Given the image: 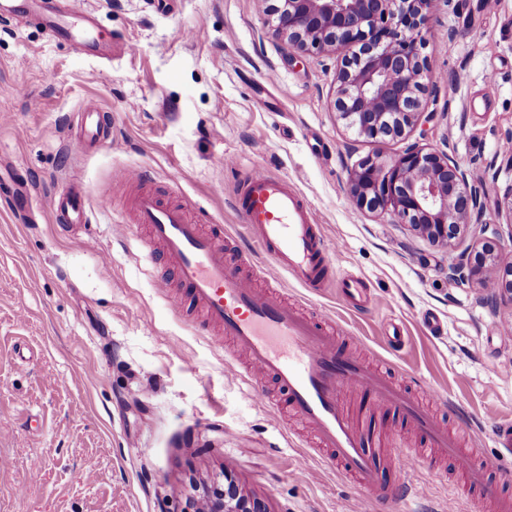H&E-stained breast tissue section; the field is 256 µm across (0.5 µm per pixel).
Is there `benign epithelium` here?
Wrapping results in <instances>:
<instances>
[{"instance_id": "benign-epithelium-1", "label": "benign epithelium", "mask_w": 512, "mask_h": 512, "mask_svg": "<svg viewBox=\"0 0 512 512\" xmlns=\"http://www.w3.org/2000/svg\"><path fill=\"white\" fill-rule=\"evenodd\" d=\"M435 0H272L274 34L302 53L342 56L336 75L334 106L347 129L370 142L402 139L425 115L434 87L420 54L422 29ZM349 195L359 209L382 210L445 245L465 225L481 221V191L469 184L464 168L449 154L413 145L394 157L364 158L350 178ZM496 244L462 253L448 277L477 281L490 290L488 300L512 301V265L484 274L495 261ZM206 512H267L233 481Z\"/></svg>"}]
</instances>
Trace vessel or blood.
<instances>
[{"mask_svg": "<svg viewBox=\"0 0 512 512\" xmlns=\"http://www.w3.org/2000/svg\"><path fill=\"white\" fill-rule=\"evenodd\" d=\"M16 17L36 14L58 39L78 41L82 52L101 55L98 23L91 14L52 5L51 0H0V14ZM83 133L69 138L77 154L107 144L112 122L95 108H86ZM234 206L252 234V246L266 254L271 264L258 268L262 277L285 273L306 288H322L330 280L322 246L321 226L312 209L283 178L262 168L249 171ZM112 210L109 197L90 202L83 185L72 184L51 200L52 224L91 223L95 212ZM134 221L146 226L151 241L162 248L176 281L186 297H172L175 311L191 300L204 313V323L219 327L244 351L255 371L274 379L288 394L290 408L311 427L317 449L329 450L334 461L363 487L390 501L408 498L411 489L384 488L373 464L372 451L359 432L343 391L353 388L369 394L383 408L410 418L430 447L451 459L467 485L485 484L487 464L473 451L461 452L428 407L439 393L418 381L417 393L393 385L386 371L343 351L334 325L311 321L299 307L289 304L280 291L260 292L241 278L224 249V227L191 221L184 206L164 203L144 191L133 199Z\"/></svg>", "mask_w": 512, "mask_h": 512, "instance_id": "b4317fda", "label": "vessel or blood"}]
</instances>
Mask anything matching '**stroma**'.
<instances>
[{"label":"stroma","mask_w":512,"mask_h":512,"mask_svg":"<svg viewBox=\"0 0 512 512\" xmlns=\"http://www.w3.org/2000/svg\"><path fill=\"white\" fill-rule=\"evenodd\" d=\"M78 5L99 20L111 59L52 38L38 19H0V512H197L229 478L269 512H442L450 498L457 512H492L512 503V452L494 435L512 414V301L489 303L477 284L448 276L459 254L485 242L487 223L498 231L497 267L512 264V226L498 216L512 184L503 154L512 139V0L439 5L422 32L437 83L430 119L407 140L382 143L339 120L336 55L295 52L273 35L262 0ZM87 106L110 115L115 140L77 156L65 138L79 132ZM410 144L452 155L483 193L482 224L451 244L348 196L359 161ZM257 166L311 204L335 270V285L321 291L281 276L283 291L308 312L329 313L338 335L357 337L399 388L420 376L443 393L435 413L489 463L484 492L469 490L447 458L403 471L399 449L425 440L359 391L349 407L384 485L411 482L414 496L379 500L318 457L299 468L308 431L254 398L279 395L276 384L242 381L246 361L224 337L172 309L160 285L170 274L124 217L128 190L114 175L149 170L165 201L231 232L233 255L248 236L234 197ZM172 169L181 179L171 190ZM74 182L90 201L113 196L116 212L67 231L31 221L25 190L46 208ZM353 277L371 297L360 309L338 288ZM428 313L439 331L425 327ZM396 331L405 340L398 351L388 343Z\"/></svg>","instance_id":"obj_1"}]
</instances>
